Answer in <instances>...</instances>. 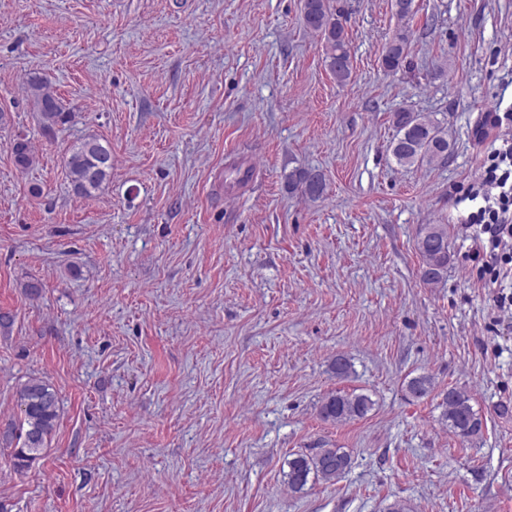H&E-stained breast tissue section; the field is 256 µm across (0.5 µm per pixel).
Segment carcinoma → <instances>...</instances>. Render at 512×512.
<instances>
[{"label":"carcinoma","mask_w":512,"mask_h":512,"mask_svg":"<svg viewBox=\"0 0 512 512\" xmlns=\"http://www.w3.org/2000/svg\"><path fill=\"white\" fill-rule=\"evenodd\" d=\"M409 7L398 10L391 5L398 21L403 23L385 47L382 66L395 71L410 54L411 33L404 22L414 15V0ZM301 11L306 28L320 38L325 50V60L333 77L340 84L350 80L352 65L345 27L333 13L330 0H302ZM28 99L37 113L43 134L51 137L60 127L71 122L73 112L53 90L47 78L38 72L28 75L25 81ZM396 135L390 144L393 157L401 165H434L448 160L451 144L448 134L439 124L424 115L400 110L393 115ZM67 178L70 191L77 198L93 196L112 177V153L95 136L80 138L67 149ZM15 165L25 171L36 162L31 141L17 137L11 144ZM324 175L312 169L288 174V189L301 196L316 200L326 191ZM417 250L422 258L420 278L423 283H439L448 273V225L423 224L417 234ZM407 393L422 399L435 390L434 378L419 374L404 382ZM20 409L18 421L4 428L3 441L12 445L15 466L28 467L43 456L51 446L52 436L59 420V400L49 382L32 376L16 392ZM441 421L448 431L464 442H473L483 434L485 417L474 409L473 396L465 388L450 387L442 393ZM373 401L366 394L341 393L328 395L320 406L323 419L347 422L366 416ZM288 485L302 490L309 476L323 482H334L352 467L351 454L343 448H314L308 454H299L288 461Z\"/></svg>","instance_id":"1"}]
</instances>
